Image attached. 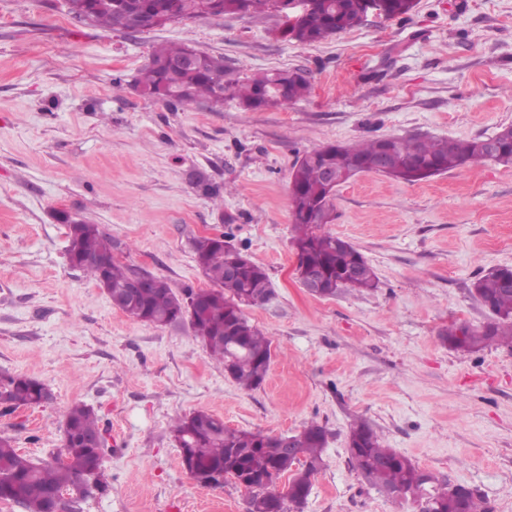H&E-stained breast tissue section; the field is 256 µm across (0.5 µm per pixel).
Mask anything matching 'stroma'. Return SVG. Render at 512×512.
I'll return each mask as SVG.
<instances>
[{
    "instance_id": "obj_1",
    "label": "stroma",
    "mask_w": 512,
    "mask_h": 512,
    "mask_svg": "<svg viewBox=\"0 0 512 512\" xmlns=\"http://www.w3.org/2000/svg\"><path fill=\"white\" fill-rule=\"evenodd\" d=\"M278 24L227 14L125 36L78 23L66 0H0V372L53 393L0 414V435L48 458L82 403L106 431L112 484L84 512H247L242 487L186 472L174 419L202 409L271 435L314 421L328 444L303 512H418L350 462L347 432L362 419L422 470L512 512V349L464 355L439 338L452 323L483 326L472 284L512 267V167L482 161L414 184L367 172L339 186L328 229L379 284L333 298L293 273L289 195L296 158L330 143L470 139L512 124V0H417L408 19L371 18L311 45L275 36ZM164 43L244 76L299 69L311 92L254 111L232 98L168 106L134 87ZM61 210L178 294L210 286L194 239L231 235L274 291L243 308L272 341L261 387L225 376L188 325L155 328L114 308L70 268Z\"/></svg>"
}]
</instances>
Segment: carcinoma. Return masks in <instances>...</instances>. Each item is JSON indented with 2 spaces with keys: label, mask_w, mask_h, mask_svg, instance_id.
Here are the masks:
<instances>
[{
  "label": "carcinoma",
  "mask_w": 512,
  "mask_h": 512,
  "mask_svg": "<svg viewBox=\"0 0 512 512\" xmlns=\"http://www.w3.org/2000/svg\"><path fill=\"white\" fill-rule=\"evenodd\" d=\"M281 0H216L210 10L203 0H66L68 13L80 23L115 31L119 13L125 28L144 32L152 21H179L226 14L265 15L278 13ZM388 19H404L416 0H379ZM361 0H310L302 23L284 32L283 37L310 45L363 24ZM193 46L160 45L141 70L136 88L144 95L171 104L188 106L201 99L217 103L225 97L239 99L247 109L273 104L272 98L284 90L281 104L307 97L311 83L300 70H271L240 79L224 66V57L203 53L199 69L185 70L180 59ZM501 150L485 153L480 139H453L410 136L376 138L354 145L329 144L297 158L290 180V198L296 235L293 249L300 265L320 273L325 281V297L346 290L359 292L377 288L378 276L362 254L347 240L324 231L335 219L333 199L325 182V171H336L342 185L364 172H381L406 182H418L478 161H493L512 167V125L499 131ZM69 225L72 247L67 250L71 267L83 271L100 288L108 290L112 305L129 318L144 324L174 318L196 299L203 301L191 321L194 336L210 358L224 366V374L245 390L259 388L271 364V340L243 314L241 306L270 288L266 272L251 263L229 241L219 235L195 239L196 262L213 285L210 292L188 289L180 298L168 281L154 275L148 288L134 301L123 294L133 270L112 256V239L97 224L61 214ZM360 261L364 272L358 277L348 270ZM237 267L234 274L229 268ZM512 268H497L478 278L473 287L481 303L494 319L481 328L453 324L441 334L444 342L463 354L477 353L490 345L512 348ZM47 399L46 385L20 374H0V411L40 406ZM102 429L93 409L74 404L66 414L64 437L74 464L61 467L34 460L18 451L13 440L0 435V473L10 479L6 501L18 503L26 512H51L53 495L62 490L83 492L82 500L92 497L91 477L102 472L104 448H90L86 441ZM182 465L191 458L213 466L248 486L259 488L251 496L249 512H278L277 481L288 475V496L304 507L311 493V478L324 466L326 430L316 422L294 435L300 458L279 455L271 446L270 435L261 431L229 429L224 420L204 410L178 417L172 426ZM349 461L367 482L380 492L393 496L424 490L433 512H489L478 491L459 484L449 490V481L419 468L409 457L383 444L382 437L358 420L348 432Z\"/></svg>",
  "instance_id": "obj_1"
}]
</instances>
